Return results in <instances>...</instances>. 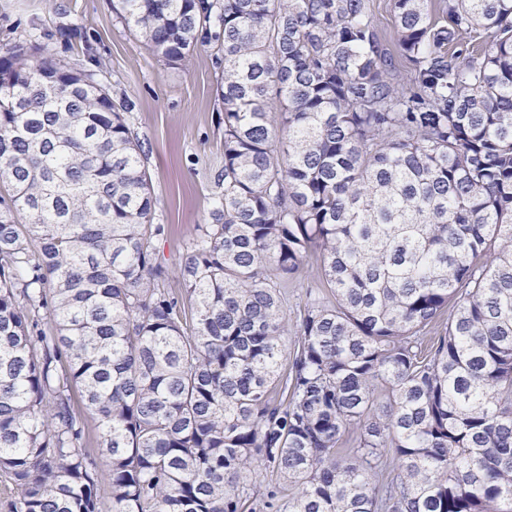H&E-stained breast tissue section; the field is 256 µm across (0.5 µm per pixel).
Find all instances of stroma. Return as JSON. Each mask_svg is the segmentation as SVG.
<instances>
[{"label": "stroma", "mask_w": 512, "mask_h": 512, "mask_svg": "<svg viewBox=\"0 0 512 512\" xmlns=\"http://www.w3.org/2000/svg\"><path fill=\"white\" fill-rule=\"evenodd\" d=\"M64 26L79 38L57 36ZM17 42L93 71L112 93L129 100L126 117L146 146L156 221L169 225L155 243L162 262L174 263L186 239L208 223L224 167L222 69L213 47L169 64L152 55L119 23L112 0H0V48Z\"/></svg>", "instance_id": "1"}]
</instances>
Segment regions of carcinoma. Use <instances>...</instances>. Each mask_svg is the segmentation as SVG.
Returning a JSON list of instances; mask_svg holds the SVG:
<instances>
[{
    "mask_svg": "<svg viewBox=\"0 0 512 512\" xmlns=\"http://www.w3.org/2000/svg\"><path fill=\"white\" fill-rule=\"evenodd\" d=\"M371 2L117 0L153 55L224 61L211 223L170 266L126 102L0 55L10 512L102 483L112 512H512V0H392L391 50ZM73 405L75 412L82 418L84 423L85 444L91 454L97 457V462L105 468V458L99 454L100 429L97 419L91 415L83 404L79 391L75 390L73 394Z\"/></svg>",
    "mask_w": 512,
    "mask_h": 512,
    "instance_id": "1",
    "label": "carcinoma"
}]
</instances>
